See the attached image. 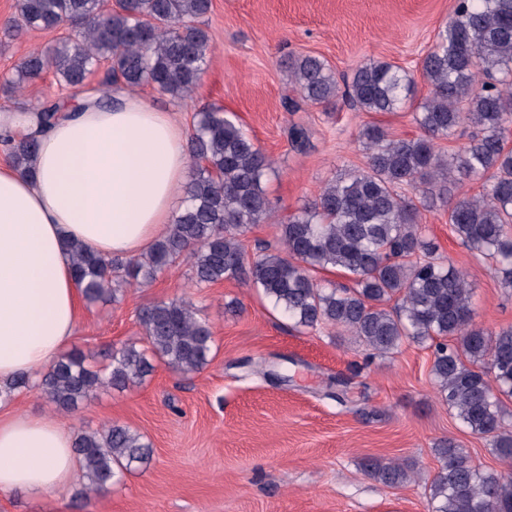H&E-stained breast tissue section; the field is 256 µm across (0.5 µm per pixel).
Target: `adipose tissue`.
I'll list each match as a JSON object with an SVG mask.
<instances>
[{
    "mask_svg": "<svg viewBox=\"0 0 512 512\" xmlns=\"http://www.w3.org/2000/svg\"><path fill=\"white\" fill-rule=\"evenodd\" d=\"M111 109L63 113L41 136L34 176L0 162V383L36 375L71 344L80 313L66 241L135 257L164 236L189 164L172 113L115 88ZM79 462L48 415L0 416V492L63 491Z\"/></svg>",
    "mask_w": 512,
    "mask_h": 512,
    "instance_id": "obj_1",
    "label": "adipose tissue"
}]
</instances>
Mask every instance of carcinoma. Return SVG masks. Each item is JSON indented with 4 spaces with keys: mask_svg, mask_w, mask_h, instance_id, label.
Listing matches in <instances>:
<instances>
[{
    "mask_svg": "<svg viewBox=\"0 0 512 512\" xmlns=\"http://www.w3.org/2000/svg\"><path fill=\"white\" fill-rule=\"evenodd\" d=\"M212 0H124L103 11L99 0H16L11 25L48 30L71 24L74 34L28 52L8 81L18 90L52 69L75 93L110 63V80L134 90L151 85L174 98L190 96L209 65L212 46L203 28ZM302 100L330 105L340 97L364 112H395L408 103L415 79L389 62L367 61L339 84L328 62L306 55L288 62ZM429 93L416 107L420 134L396 138L379 125L362 128L363 170L329 181L316 198L278 225L283 251L246 266L240 236L272 208L262 178L271 159L221 108L196 113L189 133L192 168L183 206L167 234L125 263L71 243L72 265L89 303L113 295L119 271L141 286L178 259L190 264L194 287L250 273L252 283L298 329L335 326L380 354L406 342L433 347L431 374L441 398L470 431L490 442L508 470H482L454 439L435 448L442 461L424 480L430 512H512V430L502 397H512V327L495 334L474 321L466 275L436 255L419 224V210L402 194L448 211V224L469 249L494 263L500 284L512 288V0H457L420 62ZM37 131L7 133L14 164L25 168L38 135L58 119L59 105L34 109ZM475 129L462 148L445 154L438 141L456 128ZM482 181L473 196L457 193ZM338 269L352 285L323 283L314 273ZM149 347L126 344L94 370L80 353L62 356L38 388L62 411L75 409L98 388L140 383L162 363L193 373L210 361L207 324L181 299L157 302L139 316ZM453 343H447V339ZM74 452L89 491H103L135 464L150 459L151 444L126 426L77 434ZM364 468L385 486L415 478L393 463L368 459Z\"/></svg>",
    "mask_w": 512,
    "mask_h": 512,
    "instance_id": "carcinoma-1",
    "label": "carcinoma"
}]
</instances>
